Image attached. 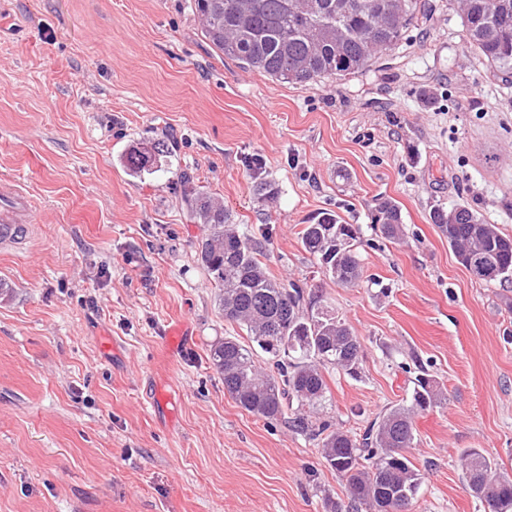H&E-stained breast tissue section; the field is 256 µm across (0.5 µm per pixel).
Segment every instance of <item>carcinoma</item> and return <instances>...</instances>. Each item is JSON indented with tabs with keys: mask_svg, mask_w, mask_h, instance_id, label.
Here are the masks:
<instances>
[{
	"mask_svg": "<svg viewBox=\"0 0 512 512\" xmlns=\"http://www.w3.org/2000/svg\"><path fill=\"white\" fill-rule=\"evenodd\" d=\"M194 0L202 33L210 45L240 68L307 86L345 80L395 50L412 21L425 19L427 0ZM457 11L466 47L505 86L512 85V0H448ZM169 152L159 140L131 146L123 163L132 176L152 172ZM185 203L203 226L198 256L218 289L224 317L246 332L250 344L228 336L211 345L209 360L226 392L241 408L269 420L284 418L300 434L320 440L323 458L342 479L349 509L395 512L409 508L420 485L419 471L397 448H413L414 416L447 401L428 374L414 382L411 404L396 405L360 433L333 429L314 420L328 392L324 371L335 368L356 377L363 344L319 296L284 287L270 277L261 243L241 234L231 215L208 193L190 189ZM454 214L448 223V213ZM430 219L458 263L486 283L512 282V238L485 223L465 204L435 206ZM372 223L382 238L403 234L399 206L376 203ZM303 249L318 259L335 283L361 278L355 251L359 228L334 211L319 214L299 232ZM473 496L489 512H512V477L479 448L461 456Z\"/></svg>",
	"mask_w": 512,
	"mask_h": 512,
	"instance_id": "cac0c4a2",
	"label": "carcinoma"
}]
</instances>
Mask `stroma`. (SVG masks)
<instances>
[{"label": "stroma", "mask_w": 512, "mask_h": 512, "mask_svg": "<svg viewBox=\"0 0 512 512\" xmlns=\"http://www.w3.org/2000/svg\"><path fill=\"white\" fill-rule=\"evenodd\" d=\"M429 3L367 71L302 87L214 50L193 0H0V179L39 204L30 239L0 247V512L347 503L316 441L224 392L210 346L241 330L198 258L185 171L265 244L273 279L360 337L359 376L326 370L317 419L363 430L427 370L448 400L416 418L411 512H484L460 457L512 474V284L472 279L429 214L465 203L512 236V87L448 0ZM166 133L161 170L129 175L126 150ZM379 198L400 207L398 241L372 228ZM326 210L361 230L357 286L300 243Z\"/></svg>", "instance_id": "obj_1"}]
</instances>
